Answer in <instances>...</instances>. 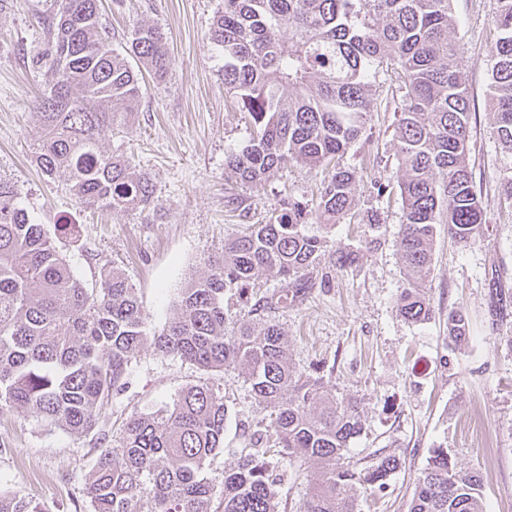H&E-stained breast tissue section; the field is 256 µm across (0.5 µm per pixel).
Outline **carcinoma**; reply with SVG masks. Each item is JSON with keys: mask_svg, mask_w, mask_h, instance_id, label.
Segmentation results:
<instances>
[{"mask_svg": "<svg viewBox=\"0 0 512 512\" xmlns=\"http://www.w3.org/2000/svg\"><path fill=\"white\" fill-rule=\"evenodd\" d=\"M453 0H224L210 42L224 57V86L251 116L256 136L228 154L225 170L258 184L287 164L327 168L315 199L288 202L262 224H247L209 261L207 275L180 293L176 317L153 338L156 351L207 371L235 365L256 400L271 409L275 445L289 457L323 469L303 512H355V488L385 484L400 468L395 456L370 464L345 461L362 424L358 402L336 396L321 376L299 374L280 328L260 317L297 298L306 272L321 262L324 239L307 229L353 218L357 173L339 160L357 140L380 69L401 79L395 107L397 187L374 179L377 196L397 194L402 222L396 245L408 272L398 312L410 322L432 319L422 288L429 277L436 225L466 247L486 223L469 169L470 97L458 69L460 46ZM496 38L488 48L489 89L497 140L506 156L500 200L512 205V0H496ZM288 30V37L282 30ZM131 52L158 78L171 59L166 33L140 26ZM36 64L58 73L36 99L43 135L36 162L48 176L68 175L81 204L112 212L162 209L146 173L99 146L101 132L124 127L140 101L139 72L112 48L100 23L99 0H57L47 53ZM62 219L49 231L0 178V411L21 410L70 434L92 431L139 348L147 341L135 288L114 269L88 288L72 273L54 238L72 237ZM287 284L276 300L256 301L253 320L227 322L224 292L244 290L259 273ZM491 270L489 315L498 325L512 314V294ZM469 321L448 312V338L462 343ZM224 396L207 384L181 391L173 408L137 415L118 444L101 451L87 476L93 512H278L264 455L249 451L224 473V499L213 505L206 463L224 445ZM0 512H41L15 494H0ZM409 512H483L482 479L456 468L436 448L416 478Z\"/></svg>", "mask_w": 512, "mask_h": 512, "instance_id": "carcinoma-1", "label": "carcinoma"}]
</instances>
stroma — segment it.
Returning <instances> with one entry per match:
<instances>
[{
	"label": "stroma",
	"instance_id": "35a3bbf8",
	"mask_svg": "<svg viewBox=\"0 0 512 512\" xmlns=\"http://www.w3.org/2000/svg\"><path fill=\"white\" fill-rule=\"evenodd\" d=\"M460 21V66L470 91V167L486 214L482 232L465 248L437 227L433 273L427 292L434 308L426 323L397 311L407 283L396 239L398 201L379 199L373 177L397 183L402 175L394 150L396 73L380 74L365 130L340 160L358 175L357 221L323 227L326 252L295 301L269 311L284 333L297 372L332 369L337 396H355L363 431L348 461L394 455L402 465L385 489H357L358 512H408L415 478L433 449H449L459 469L478 472L484 512H512V318L499 329L488 322L492 264L508 273L512 289V209L499 199L503 153L488 102L487 47L495 34L489 19L495 0H454ZM224 0H101V21L114 48L124 47L140 25L161 27L168 37L171 68L163 79L143 71L137 112L127 127L102 132L105 152L122 156L149 174L166 217L155 221L133 210L115 213L79 204L64 175H45L34 161L41 137L36 98L52 77L36 59L47 48L46 23L54 0H0V177L12 180L29 216L45 226L60 218L78 224L76 238L58 247L73 275L87 285L103 269L116 268L135 288L147 336L125 385L100 412L98 426L81 436L46 426L28 412L0 413V491L39 504L44 512H92L86 478L102 449L116 444L135 415L172 407L182 389L209 384L224 397V446L204 470L214 492L225 472L237 468L241 451H266L276 481L279 512H300L322 468L296 466L267 452L269 410L234 367L210 372L152 343L175 317L181 288L208 272L227 239L260 222L284 201L310 200L325 172L285 167L251 187L227 179L224 159L246 146L255 131L247 113L224 88V59L209 40ZM358 252L349 268L334 264L337 252ZM284 286L263 273L245 298L228 295L229 319L247 318L250 302L281 294ZM463 306L470 341L449 345L448 312ZM492 447H485L484 437Z\"/></svg>",
	"mask_w": 512,
	"mask_h": 512
}]
</instances>
